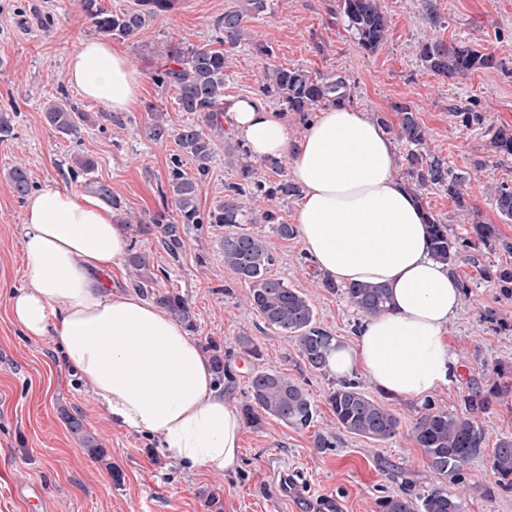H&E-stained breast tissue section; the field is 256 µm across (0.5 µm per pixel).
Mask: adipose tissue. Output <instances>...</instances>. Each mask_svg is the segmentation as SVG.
<instances>
[{
  "label": "adipose tissue",
  "mask_w": 512,
  "mask_h": 512,
  "mask_svg": "<svg viewBox=\"0 0 512 512\" xmlns=\"http://www.w3.org/2000/svg\"><path fill=\"white\" fill-rule=\"evenodd\" d=\"M67 78L114 112L132 108L142 86L141 73L102 39L81 42ZM224 110L250 160H286L302 187L293 222L318 274L390 290L392 310L363 318L354 346L331 350V372L362 371L387 394L416 401L458 381L448 330L461 287L431 256L427 214L394 176L393 140L352 107L323 109L299 136L259 97L227 99ZM23 247L26 283L9 297L13 322L31 337L55 331L114 425L155 437L187 469L235 471L241 414L216 389L195 341L159 307L102 284L129 248L111 210L89 193H32Z\"/></svg>",
  "instance_id": "obj_1"
}]
</instances>
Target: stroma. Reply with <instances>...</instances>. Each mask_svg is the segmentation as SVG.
<instances>
[{
	"label": "stroma",
	"mask_w": 512,
	"mask_h": 512,
	"mask_svg": "<svg viewBox=\"0 0 512 512\" xmlns=\"http://www.w3.org/2000/svg\"><path fill=\"white\" fill-rule=\"evenodd\" d=\"M241 2L181 0L175 11L149 19L136 38L114 39V46L142 72L143 91L139 105L113 121L102 117L101 104L84 98L66 78L69 55L81 40L96 34L83 0H0V110L12 113L14 127L12 136L0 141V487L9 482L39 492L33 503L22 496L0 498V512H209V491L218 493L224 512H324L329 502L336 512H378V499L401 493L404 485L416 494L433 486L428 457L410 435L428 407L460 409L469 381L482 379L484 368L496 364L508 367L504 379L512 384V330L493 327L482 316L492 306L512 322V298L500 297L494 283L480 277L479 266L463 256L456 276L468 289L449 327L462 366L460 380L420 403L385 396L363 372H355L353 378L365 392L386 400L400 427L393 438L379 443L345 433L337 429L327 404L336 376L299 366L291 339L267 328L249 306L247 284L235 280L220 254L223 226H187L185 247L175 258L156 234L140 232V223L151 217L177 218L167 178L178 148L174 140L150 137L146 106L154 104L174 129L190 120L178 107L175 88L154 81L159 64L155 52L170 39L210 43L217 19ZM381 6L391 32L371 54L347 30L337 0H267L264 12L245 18L240 43L224 49L225 97L257 94L264 70L283 66L318 78L345 77L352 107L372 116L384 114L393 123L399 119L395 105L409 104L428 132L426 151L469 172L466 192L480 221L497 225L502 239L512 242V221H502L490 199L493 186L512 185V157L493 155L484 133L490 126H512V0H381ZM431 38L467 42L494 54L500 66L464 78L436 75L415 56L418 42ZM260 44L269 47V54L257 52ZM64 95L91 116L74 137L57 133L44 116L45 105ZM456 107L481 113L483 126H462L452 113ZM211 138L210 172L199 185L204 213L223 203L225 185L236 179L228 164L226 135L215 131ZM74 155L94 160L91 176L68 172ZM16 165L24 167L37 191L85 193L88 180L108 184L129 220L125 231L132 249L151 257L153 293L183 296L194 314L191 336L196 344L214 341L230 351L234 378L220 385L225 397L243 405L253 372L283 371L297 378L315 401L314 426L294 430L268 418L260 426L245 427L239 468L220 473L185 469L176 458L161 455L154 438L112 425L93 393L62 360L56 334L32 339L11 320L9 296L25 283L24 203L8 180ZM251 230L266 239L274 255L271 274L306 295L318 325L337 343L354 344L360 313L344 295L323 288L300 240L281 239L265 224ZM241 336L259 344L261 359L238 348ZM71 415L97 434L108 452L107 463L82 453L67 422ZM480 423L486 445L483 456L465 471L466 512H512V490L491 498L480 491L490 481L489 454L500 438L512 436V392L495 399ZM318 431L335 432V447L316 448ZM114 469L121 482H113ZM284 473L298 477L295 493L280 491Z\"/></svg>",
	"instance_id": "35a3bbf8"
}]
</instances>
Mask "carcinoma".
Wrapping results in <instances>:
<instances>
[{"mask_svg": "<svg viewBox=\"0 0 512 512\" xmlns=\"http://www.w3.org/2000/svg\"><path fill=\"white\" fill-rule=\"evenodd\" d=\"M177 2L140 0L139 9L119 14L102 8L97 0H84L83 7L99 33L129 40L138 34L148 19L174 10ZM264 7L265 0H245L242 8L225 11L217 25L218 36L210 44L186 46L180 40H169L161 47L158 57L165 60V67L156 68L154 78L163 86L176 88L179 109L196 116L197 121L184 125L174 134L164 119V113L149 104L150 137L155 141L174 137L178 149L195 164L196 172L190 174L183 168L180 156L176 155L171 160L168 187L180 223L224 225V237L220 241L224 267L238 281L249 285L250 306L262 316L268 327L292 339L300 365L325 373L328 353L335 346L334 337L317 325L314 309L304 293L289 287L283 279L269 275L274 257L266 240L254 232L243 231L241 227L247 215L244 197L262 193L271 200L283 199L300 195V188L286 179L267 182L257 168L242 161L236 167L237 181L225 187L223 204L203 215L198 203L199 181L209 172L214 153L213 140L204 128H223L224 45H236L243 36L244 18L260 13ZM338 10L365 51L374 53L386 43L389 20L380 0H338ZM417 55L425 68L447 78L466 77L475 71L499 66L492 54L465 43L452 44L437 38L419 43ZM259 92L281 101L288 111L298 114L305 122L309 120L310 112L321 104L344 106L351 102L348 82L342 76L323 81L313 78L303 69L278 66L264 70ZM396 112L400 119L395 126L382 115L376 116V120L410 147L403 177L408 188L420 200L426 190L438 189L448 195L457 213L472 215L475 207L466 193L469 174L448 167L445 159L424 150L427 132L409 105L396 106ZM45 118L56 131L70 136L77 134L88 122L89 115L64 96L47 104ZM487 136L488 148L493 154L512 155V126L492 127ZM9 179L18 198L23 199L30 193L32 185L25 169L12 168ZM492 201L501 218L512 221V186L504 183L495 186ZM257 222L271 225L277 236L284 240L296 236L294 226L283 223L273 210L267 209L262 212L261 219L251 220L253 224ZM428 223L435 259L448 265L450 271H455L459 247L448 236V224L431 213L428 214ZM140 228L144 232L159 233L161 241L174 255L184 247L178 226L164 222L160 216L140 223ZM471 231L473 237L486 247L500 244L503 249L512 251V244L501 240L495 224L474 220ZM128 262L136 270L144 272L145 279H151L148 254L132 252ZM482 275L485 280L497 284L502 295L512 297L511 266H484ZM322 285L331 293L342 292L364 316L389 310V291L383 284L357 283L341 288L325 280ZM155 302L185 327L194 328L193 313L184 297L166 293L155 296ZM207 352L216 378L221 381L231 377L230 358L221 346L213 343L207 346ZM504 375L505 369L501 367L485 370V382L468 387L461 410L429 411L413 424V440L427 453L433 476L443 483L453 486L465 483V469L482 454L485 432L479 417L490 410L494 399L508 393L509 385L500 383ZM328 404L337 427L348 434L383 442L398 431V417L383 401L366 393L355 380L339 381L329 395ZM242 416L250 426L271 417L286 427L305 429L314 423L317 407L296 379L268 369L251 375ZM68 423L81 444L83 454L94 461H105L106 449L98 438L88 433L78 418L70 417ZM489 471L493 482L479 486L485 496L492 497L499 489H512V437L498 440L489 459ZM378 507L379 512H465V500L441 487L432 488L415 500L407 487L397 495L381 498Z\"/></svg>", "mask_w": 512, "mask_h": 512, "instance_id": "cac0c4a2", "label": "carcinoma"}]
</instances>
